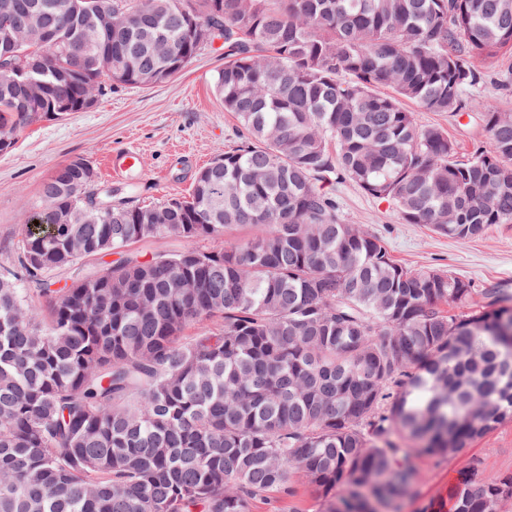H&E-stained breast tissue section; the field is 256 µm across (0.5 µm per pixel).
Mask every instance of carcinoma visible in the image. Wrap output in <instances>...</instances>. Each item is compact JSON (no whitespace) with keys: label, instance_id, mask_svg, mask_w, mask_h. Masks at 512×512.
I'll list each match as a JSON object with an SVG mask.
<instances>
[{"label":"carcinoma","instance_id":"carcinoma-1","mask_svg":"<svg viewBox=\"0 0 512 512\" xmlns=\"http://www.w3.org/2000/svg\"><path fill=\"white\" fill-rule=\"evenodd\" d=\"M20 8L36 24L0 31V153L101 75L165 82L217 36L215 91L240 145L189 196L154 204L162 224L124 201L91 207L68 163L44 181L0 265V512H250L291 495L293 470L328 512H397L415 457L512 420V300L403 267L321 189L352 182L458 241L511 223L512 113L465 92L512 48V0H0V16ZM44 19L60 44L42 43ZM8 64L42 69L43 97L22 99ZM406 102L478 113L487 147L455 159ZM240 227L258 232L129 252ZM111 252L112 267L55 287L63 267ZM505 498L512 477L468 472L453 512ZM250 230H242L233 233L231 236L211 238L205 241H186L167 237H156L136 243L132 246V251L143 258L168 254L188 247L205 246L209 248L221 247L225 238L238 237L244 238L250 236Z\"/></svg>","mask_w":512,"mask_h":512}]
</instances>
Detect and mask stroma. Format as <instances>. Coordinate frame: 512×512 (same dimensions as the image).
<instances>
[{"instance_id":"stroma-1","label":"stroma","mask_w":512,"mask_h":512,"mask_svg":"<svg viewBox=\"0 0 512 512\" xmlns=\"http://www.w3.org/2000/svg\"><path fill=\"white\" fill-rule=\"evenodd\" d=\"M224 65V44H209L179 75L155 85H104L94 106L32 122L14 148L0 153V262L20 239L22 224L37 210L43 182L53 170L82 157L96 169L97 191L113 201L149 205L169 196H186L203 162L236 145L235 117L225 112L214 76ZM483 83L470 89L474 98L492 100L512 112V54L487 59ZM416 121L444 129L458 158L485 146L478 115L452 117L415 110ZM132 150L133 167L121 166L120 153ZM348 222L382 238L392 256L410 269L440 268L469 280L480 292L499 289L512 295V223L493 224L464 242L439 234L426 224L402 223L388 204L364 194L350 182L326 183ZM418 476L401 500L399 512H452L450 490L460 472L512 474V421L496 426L456 454L415 460ZM294 493L256 501L252 512H326L327 504L302 475L290 477Z\"/></svg>"}]
</instances>
